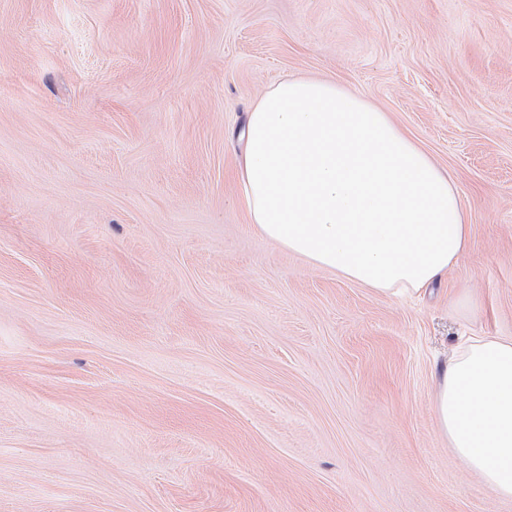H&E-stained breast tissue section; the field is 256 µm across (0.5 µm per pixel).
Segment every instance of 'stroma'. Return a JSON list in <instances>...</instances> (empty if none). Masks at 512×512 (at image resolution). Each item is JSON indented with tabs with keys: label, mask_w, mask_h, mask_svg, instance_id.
<instances>
[{
	"label": "stroma",
	"mask_w": 512,
	"mask_h": 512,
	"mask_svg": "<svg viewBox=\"0 0 512 512\" xmlns=\"http://www.w3.org/2000/svg\"><path fill=\"white\" fill-rule=\"evenodd\" d=\"M387 112L469 245L384 295L261 236L284 76ZM512 336V0H0V512H512L434 410Z\"/></svg>",
	"instance_id": "stroma-1"
}]
</instances>
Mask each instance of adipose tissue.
I'll list each match as a JSON object with an SVG mask.
<instances>
[{"instance_id":"obj_1","label":"adipose tissue","mask_w":512,"mask_h":512,"mask_svg":"<svg viewBox=\"0 0 512 512\" xmlns=\"http://www.w3.org/2000/svg\"><path fill=\"white\" fill-rule=\"evenodd\" d=\"M257 232L384 294L415 292L457 264L469 226L447 173L361 96L284 78L253 105L237 170ZM448 445L512 499V336H475L437 381Z\"/></svg>"}]
</instances>
